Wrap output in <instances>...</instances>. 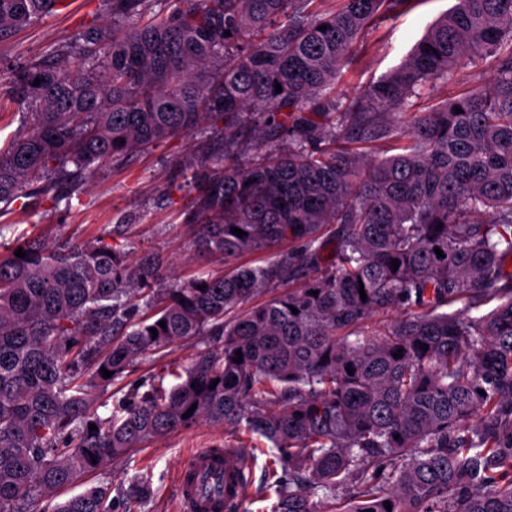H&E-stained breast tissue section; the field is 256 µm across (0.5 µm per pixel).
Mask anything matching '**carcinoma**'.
Listing matches in <instances>:
<instances>
[{
	"label": "carcinoma",
	"mask_w": 512,
	"mask_h": 512,
	"mask_svg": "<svg viewBox=\"0 0 512 512\" xmlns=\"http://www.w3.org/2000/svg\"><path fill=\"white\" fill-rule=\"evenodd\" d=\"M106 2L112 22L58 44L60 62L0 70L23 109L0 148V213L29 191L69 206L104 168L194 139L171 186L193 194L197 251L292 248L168 285L163 255L102 237L0 253V512L42 496L43 512H108V485L54 494L202 422L277 450L271 512H512V0H456L344 101L362 35L407 0ZM61 5L0 0V39ZM462 71L475 85L432 98ZM198 336L222 345L172 387L134 376ZM110 385L123 396L103 418ZM348 482L359 500L338 505ZM119 493L141 501L148 481Z\"/></svg>",
	"instance_id": "obj_1"
}]
</instances>
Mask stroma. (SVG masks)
<instances>
[{
    "mask_svg": "<svg viewBox=\"0 0 512 512\" xmlns=\"http://www.w3.org/2000/svg\"><path fill=\"white\" fill-rule=\"evenodd\" d=\"M451 5L452 0H408L407 4L383 14L365 33V50L344 71L336 85L337 94L351 96L397 67L428 26ZM106 19L103 0H66L65 9L46 15L36 25L0 42V62L49 57L54 47L75 30L102 24ZM190 150V140H173L135 156L122 169L105 168L90 190L88 198L92 205L88 208L62 205L53 209L40 197L23 198L15 204L13 212L0 214V244L12 247L18 237L33 230L49 241L85 240L97 235L108 239L118 217L134 213L139 222L129 233L130 241L145 243L169 258L164 272L166 282H180L225 265L235 266V259L222 262L195 252L192 234L182 215L191 202L190 195L168 188L178 161ZM239 440L255 448L254 484L265 482L275 461V450L269 442L255 435L241 437L224 431L223 427L199 423L106 463L96 473L81 478L75 489L80 492L101 483L125 487L144 476L150 483L147 498L132 509L117 502L116 512H179L176 481L185 456L212 443L233 444Z\"/></svg>",
    "mask_w": 512,
    "mask_h": 512,
    "instance_id": "stroma-1",
    "label": "stroma"
}]
</instances>
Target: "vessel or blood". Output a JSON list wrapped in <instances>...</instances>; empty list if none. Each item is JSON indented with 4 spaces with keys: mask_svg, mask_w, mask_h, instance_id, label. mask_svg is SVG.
<instances>
[{
    "mask_svg": "<svg viewBox=\"0 0 512 512\" xmlns=\"http://www.w3.org/2000/svg\"><path fill=\"white\" fill-rule=\"evenodd\" d=\"M238 465V457L217 443L192 452L177 476L183 512H209L223 475Z\"/></svg>",
    "mask_w": 512,
    "mask_h": 512,
    "instance_id": "b4317fda",
    "label": "vessel or blood"
}]
</instances>
